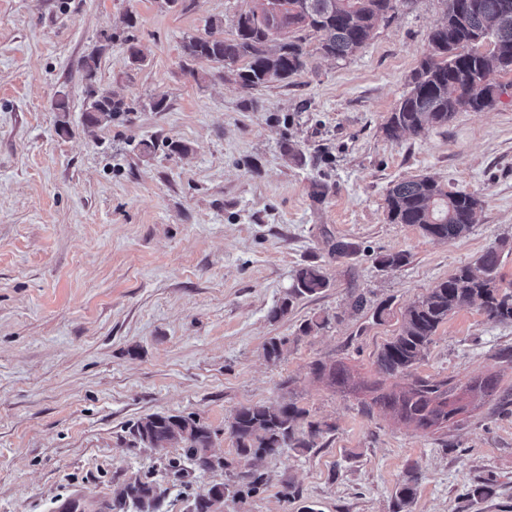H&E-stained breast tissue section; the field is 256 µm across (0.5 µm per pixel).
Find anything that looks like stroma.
Masks as SVG:
<instances>
[{
  "mask_svg": "<svg viewBox=\"0 0 512 512\" xmlns=\"http://www.w3.org/2000/svg\"><path fill=\"white\" fill-rule=\"evenodd\" d=\"M255 4L0 0V512H57L76 497L100 512L147 470L165 491L162 512H189L193 493L229 475L195 469L176 482L177 449L134 446L130 424L195 414L217 431L214 452L232 459L228 417L286 391L324 431L311 448L255 460L267 484L224 512H512V322L466 307L434 336L417 375L500 382L496 398L447 428L369 407L374 382L408 384L379 377L375 355L428 288L490 247L512 282V76L491 73L509 87L493 109L384 135L443 0H405L345 60L321 56L307 34V66L286 84L247 92L218 64L183 69L184 39L216 17L232 34ZM126 30L141 66L106 39ZM98 47V83L139 106L88 128L81 62ZM62 94L66 134L52 108ZM156 100L164 111L150 109ZM143 139L158 149L140 155ZM420 175L481 197L470 233L444 243L388 220L389 188ZM337 240L357 253L331 254ZM395 252L404 266L376 263ZM310 263L326 269L328 288L271 320ZM323 317L325 328L303 333ZM274 336L290 343L272 363L263 347ZM335 360L354 388L315 376L314 363ZM409 481L415 494L398 507ZM483 485L489 495L475 496Z\"/></svg>",
  "mask_w": 512,
  "mask_h": 512,
  "instance_id": "obj_1",
  "label": "stroma"
}]
</instances>
